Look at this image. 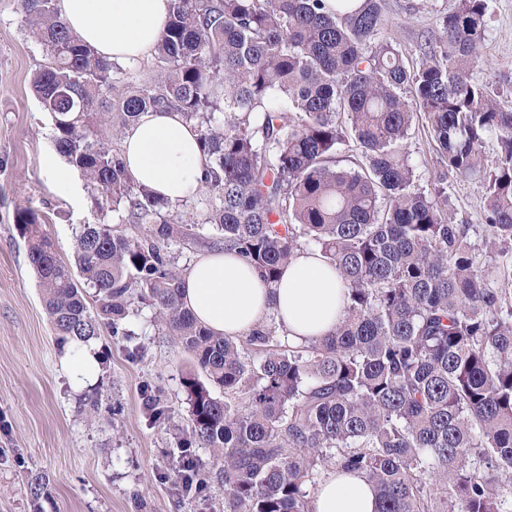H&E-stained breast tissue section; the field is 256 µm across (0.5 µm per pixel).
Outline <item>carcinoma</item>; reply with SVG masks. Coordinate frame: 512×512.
Segmentation results:
<instances>
[{"label": "carcinoma", "instance_id": "1", "mask_svg": "<svg viewBox=\"0 0 512 512\" xmlns=\"http://www.w3.org/2000/svg\"><path fill=\"white\" fill-rule=\"evenodd\" d=\"M171 2L150 75L133 86L70 30L57 0H21L49 56L34 88L57 152L96 205L142 228L84 225L71 266L38 217L17 212L58 341L104 326L128 336L130 316L155 311L194 359L181 447L209 449L199 469L224 483V512H315L334 470L363 475L378 512H509L512 111L480 77L488 0L439 14L410 62L388 36L384 0ZM144 112H177L196 129V222L136 183L109 146L106 119L120 140ZM420 117L441 167L425 188L403 148ZM450 176L481 185L485 223L456 220ZM201 224L267 286L296 253L318 250L344 288L334 329L294 345L272 317L237 338L200 325L169 246L197 243ZM28 487L42 512L46 479L32 473Z\"/></svg>", "mask_w": 512, "mask_h": 512}]
</instances>
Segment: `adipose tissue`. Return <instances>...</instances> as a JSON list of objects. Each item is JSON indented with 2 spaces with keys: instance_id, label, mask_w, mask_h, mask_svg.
I'll return each mask as SVG.
<instances>
[{
  "instance_id": "ef3b65f1",
  "label": "adipose tissue",
  "mask_w": 512,
  "mask_h": 512,
  "mask_svg": "<svg viewBox=\"0 0 512 512\" xmlns=\"http://www.w3.org/2000/svg\"><path fill=\"white\" fill-rule=\"evenodd\" d=\"M61 18L100 57L136 63L149 58L166 21L170 0H57ZM123 150L135 182L170 206L201 187L197 133L180 114L147 112L126 130ZM182 302L202 325L227 337L242 335L275 315L289 342L327 334L343 314V285L316 251L295 255L278 282L265 287L258 271L231 251L209 250L185 276ZM371 485L359 474L329 473L316 512H376Z\"/></svg>"
}]
</instances>
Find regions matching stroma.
Listing matches in <instances>:
<instances>
[{
  "mask_svg": "<svg viewBox=\"0 0 512 512\" xmlns=\"http://www.w3.org/2000/svg\"><path fill=\"white\" fill-rule=\"evenodd\" d=\"M19 0H0V512H31L29 473H42L50 496L43 512H223L224 486L210 480L198 493L176 483L181 453L208 460L205 448H182L190 420L181 384L192 365L173 337L163 335L151 309L130 317L134 338L103 330L93 339L101 356L92 381L77 385L76 352L59 344L28 260V242L15 222L19 210L38 216L60 257L72 261L84 225H115L98 207L85 176L53 145V125L31 80L47 62L28 33ZM385 0L388 34L408 58L437 31L436 10L456 0ZM482 78L512 110V0H489ZM421 181L439 172L425 120L405 142ZM458 220L482 223L480 185L449 188ZM161 397L162 418L143 405L147 390Z\"/></svg>",
  "mask_w": 512,
  "mask_h": 512,
  "instance_id": "obj_1",
  "label": "stroma"
}]
</instances>
